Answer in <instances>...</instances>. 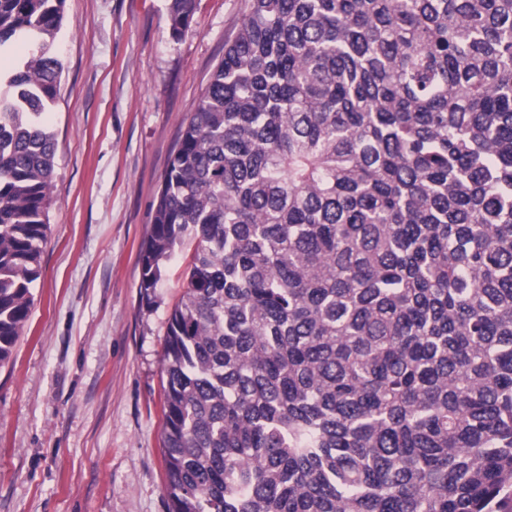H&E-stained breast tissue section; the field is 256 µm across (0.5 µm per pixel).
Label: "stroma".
<instances>
[{"mask_svg": "<svg viewBox=\"0 0 512 512\" xmlns=\"http://www.w3.org/2000/svg\"><path fill=\"white\" fill-rule=\"evenodd\" d=\"M168 4L65 2L41 277L0 364V512H167L162 351L194 246L150 305L140 250L181 122L246 0H195L177 41Z\"/></svg>", "mask_w": 512, "mask_h": 512, "instance_id": "35a3bbf8", "label": "stroma"}]
</instances>
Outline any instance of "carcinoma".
Instances as JSON below:
<instances>
[{
	"label": "carcinoma",
	"mask_w": 512,
	"mask_h": 512,
	"mask_svg": "<svg viewBox=\"0 0 512 512\" xmlns=\"http://www.w3.org/2000/svg\"><path fill=\"white\" fill-rule=\"evenodd\" d=\"M195 0H170L171 36ZM65 0H0V364L41 276ZM168 512H512V0H247L181 123Z\"/></svg>",
	"instance_id": "carcinoma-1"
}]
</instances>
